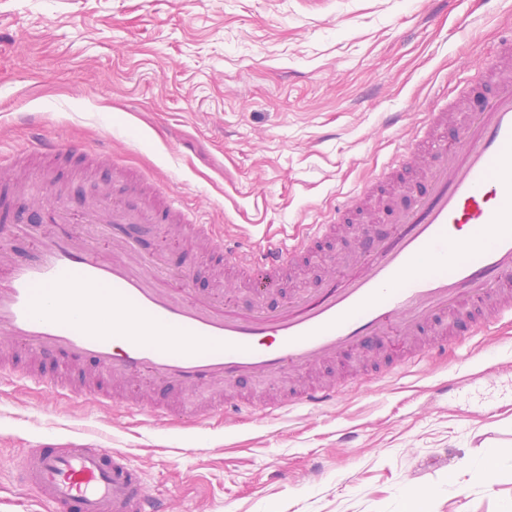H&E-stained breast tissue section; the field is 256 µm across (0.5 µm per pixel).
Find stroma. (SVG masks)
Wrapping results in <instances>:
<instances>
[{"instance_id":"1","label":"stroma","mask_w":512,"mask_h":512,"mask_svg":"<svg viewBox=\"0 0 512 512\" xmlns=\"http://www.w3.org/2000/svg\"><path fill=\"white\" fill-rule=\"evenodd\" d=\"M512 23V0H0V153L24 145L33 115L45 134L105 151L86 173L19 168L0 200L114 195L139 209L148 176L198 221L251 245L295 235L388 161L430 106L478 90L484 55ZM396 124H388L390 115ZM344 225L284 278L282 298L320 287L338 253L362 246ZM167 274L236 302L254 297L223 266L196 261L181 225L153 242ZM367 354L305 372L342 380L318 407L224 419L157 420L121 403L53 396L0 377V512H50L19 494L18 449L40 439L124 449L173 512H410L406 490H438L436 512H498L512 498V461L488 482L471 462L512 447V326H490L370 384ZM447 393H437L439 383Z\"/></svg>"}]
</instances>
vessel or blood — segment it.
<instances>
[{
  "mask_svg": "<svg viewBox=\"0 0 512 512\" xmlns=\"http://www.w3.org/2000/svg\"><path fill=\"white\" fill-rule=\"evenodd\" d=\"M489 98L456 124L458 103L434 106L391 160L292 241L229 245L215 225L196 223L171 195H147L128 212L101 200L77 210L48 197L35 223L0 232V345L31 356L30 369L0 355V375H25L47 392L77 396L64 378L91 371L88 388L102 399L136 408L134 381L151 377L169 392L212 389L215 407L231 417L243 409L224 388L265 381L336 360L372 340L393 338L406 359L448 347L440 314L477 303L471 327L512 321V30L482 64ZM453 126L452 142L438 136ZM23 153L58 159L78 155L63 141L33 137ZM425 158L427 173L412 204L392 229H365L368 251L336 264L316 292L267 311L242 309L175 280L143 251L142 225L175 222L192 237L218 246L224 264L257 297L283 279L365 199L400 168ZM106 224L108 239L78 233V224ZM339 384L319 383L268 403L281 408L320 405ZM19 483L35 488L53 512H169L121 448L45 443L19 449Z\"/></svg>",
  "mask_w": 512,
  "mask_h": 512,
  "instance_id": "1",
  "label": "vessel or blood"
}]
</instances>
